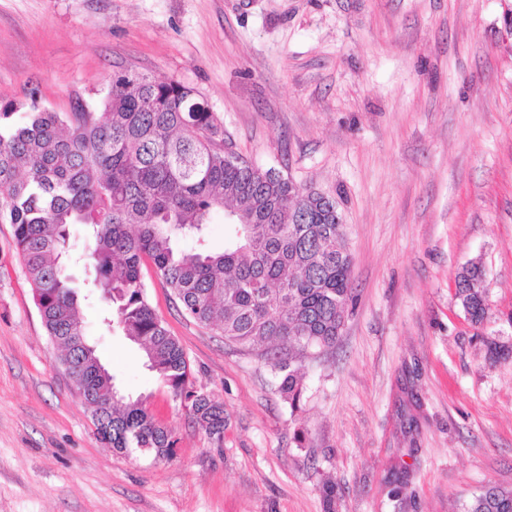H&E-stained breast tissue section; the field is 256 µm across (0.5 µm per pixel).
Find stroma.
Wrapping results in <instances>:
<instances>
[{
  "label": "stroma",
  "instance_id": "stroma-1",
  "mask_svg": "<svg viewBox=\"0 0 512 512\" xmlns=\"http://www.w3.org/2000/svg\"><path fill=\"white\" fill-rule=\"evenodd\" d=\"M121 71L193 88L225 147L335 199L354 304L293 411L262 346L186 320L146 273L224 405L219 440L85 304L101 362L178 439L127 457L97 438L0 224V512H465L512 488V360L485 348L512 343V0H0V103L94 111ZM472 261L478 327L455 297ZM481 265L469 262L458 272L455 280V295L459 300L467 319L474 325H480L488 312V299L480 283L484 276Z\"/></svg>",
  "mask_w": 512,
  "mask_h": 512
}]
</instances>
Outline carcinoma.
Instances as JSON below:
<instances>
[{
    "label": "carcinoma",
    "instance_id": "obj_1",
    "mask_svg": "<svg viewBox=\"0 0 512 512\" xmlns=\"http://www.w3.org/2000/svg\"><path fill=\"white\" fill-rule=\"evenodd\" d=\"M218 119L193 89L131 72L112 76L103 111L61 113L37 102L0 106V223L13 227L48 336L60 349L99 439L131 456L175 454L177 439L100 371L80 304L112 303L103 323L137 344L146 366L210 436H224V409L192 387L178 340L149 303L143 268L197 323L241 346L268 344L291 409L303 397L300 371L336 344L353 302L352 258L336 210L282 172L227 160ZM224 214L227 246L207 247L212 216ZM86 228L91 289L74 286L68 226ZM481 265L458 272L455 295L467 319L488 312ZM466 512H512V489L485 486Z\"/></svg>",
    "mask_w": 512,
    "mask_h": 512
}]
</instances>
